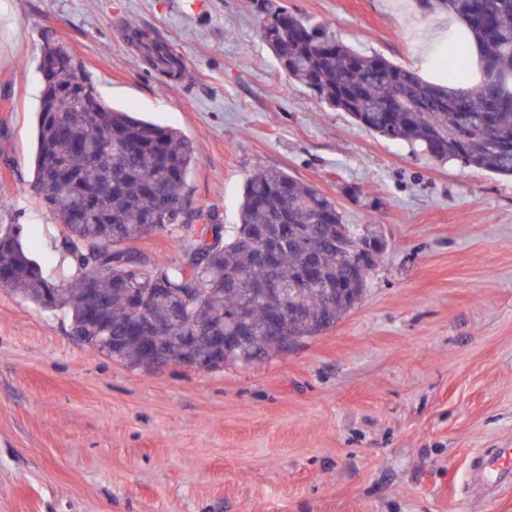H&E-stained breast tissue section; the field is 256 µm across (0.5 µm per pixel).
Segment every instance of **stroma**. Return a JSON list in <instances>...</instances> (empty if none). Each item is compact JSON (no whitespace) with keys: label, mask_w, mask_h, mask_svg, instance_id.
<instances>
[{"label":"stroma","mask_w":512,"mask_h":512,"mask_svg":"<svg viewBox=\"0 0 512 512\" xmlns=\"http://www.w3.org/2000/svg\"><path fill=\"white\" fill-rule=\"evenodd\" d=\"M348 46L445 84L460 24L418 0H279ZM181 57L167 89L127 21ZM255 0H0L1 224L46 273L70 266L32 189L50 32L102 100L179 129L199 162L196 220L141 253L180 261L231 225L247 178L281 169L380 224L363 301L288 354L200 372L135 368L67 317L0 289V512H512L476 493L472 457L512 448V178L380 137L290 81Z\"/></svg>","instance_id":"35a3bbf8"}]
</instances>
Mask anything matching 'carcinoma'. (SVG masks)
Here are the masks:
<instances>
[{"label":"carcinoma","mask_w":512,"mask_h":512,"mask_svg":"<svg viewBox=\"0 0 512 512\" xmlns=\"http://www.w3.org/2000/svg\"><path fill=\"white\" fill-rule=\"evenodd\" d=\"M261 37L280 68L326 105L383 138L418 146L441 161L512 177V0H420L463 25L452 65L477 56L478 85L427 83L379 55L359 52L271 0ZM132 38L161 76L183 64L175 49L133 24ZM45 78L36 132L32 186L63 227L70 274L52 278L23 245L15 224L0 225V289L47 311H61L71 331L104 336L99 352L143 368L148 348L206 356L210 338H247L227 365L248 366L286 342L321 334L364 298L368 275L352 253L375 267L384 251L373 224L343 222L336 201L283 170L257 169L247 179L231 229L217 225L200 263L151 259L133 243L151 232L174 233L191 220L185 192L198 158L176 128L106 105L66 50L45 37ZM276 251L258 256V230ZM152 268L146 277L136 271ZM200 293L188 311L172 301L183 288ZM136 288H167L152 319L136 325Z\"/></svg>","instance_id":"cac0c4a2"}]
</instances>
